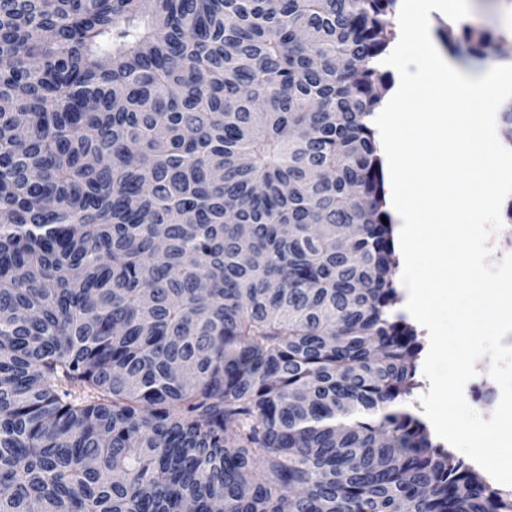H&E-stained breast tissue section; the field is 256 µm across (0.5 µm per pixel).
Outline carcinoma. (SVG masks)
<instances>
[{
  "label": "carcinoma",
  "mask_w": 512,
  "mask_h": 512,
  "mask_svg": "<svg viewBox=\"0 0 512 512\" xmlns=\"http://www.w3.org/2000/svg\"><path fill=\"white\" fill-rule=\"evenodd\" d=\"M396 6L0 0V512H512L402 408Z\"/></svg>",
  "instance_id": "cac0c4a2"
}]
</instances>
